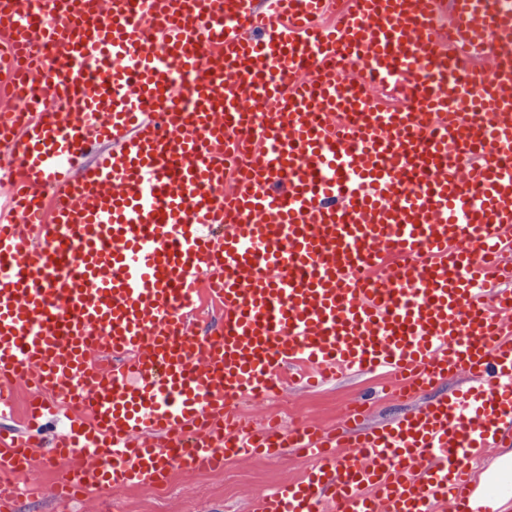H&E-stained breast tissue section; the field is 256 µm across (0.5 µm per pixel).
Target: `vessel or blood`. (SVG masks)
<instances>
[{
  "label": "vessel or blood",
  "mask_w": 512,
  "mask_h": 512,
  "mask_svg": "<svg viewBox=\"0 0 512 512\" xmlns=\"http://www.w3.org/2000/svg\"><path fill=\"white\" fill-rule=\"evenodd\" d=\"M266 4L0 0V93L52 73L69 110L0 124L18 161L0 415L17 382L33 422L52 391L73 395L53 448L68 493L290 447L312 465L255 512H476L468 463L512 435V0ZM466 55L494 61L468 101L423 84ZM353 62L406 81L408 106L339 80ZM95 140L119 149L80 166ZM210 280L224 322L194 336ZM380 367L407 396L458 370L471 385L323 443L224 414L288 371ZM33 447L1 432L0 475L29 470Z\"/></svg>",
  "instance_id": "1"
}]
</instances>
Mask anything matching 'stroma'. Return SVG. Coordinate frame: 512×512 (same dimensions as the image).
Returning a JSON list of instances; mask_svg holds the SVG:
<instances>
[{
	"label": "stroma",
	"instance_id": "35a3bbf8",
	"mask_svg": "<svg viewBox=\"0 0 512 512\" xmlns=\"http://www.w3.org/2000/svg\"><path fill=\"white\" fill-rule=\"evenodd\" d=\"M467 383L464 374L452 373L430 389L404 397L390 388L386 376L378 373L349 374L315 387L294 383L285 376L277 392L253 401H230L229 410L256 425L278 420L292 427L310 421L329 432L345 423L358 400L369 402L364 425H382ZM65 429L66 417L62 414L43 422L34 468L31 474L16 481L22 494L16 499L13 512H253V502L259 493L273 491L300 477L309 465L308 460L297 457L290 448L275 458L240 455L227 460L220 471L173 469L169 481L161 488L110 489L67 504L56 495V483L66 466L55 462L51 454Z\"/></svg>",
	"mask_w": 512,
	"mask_h": 512
}]
</instances>
